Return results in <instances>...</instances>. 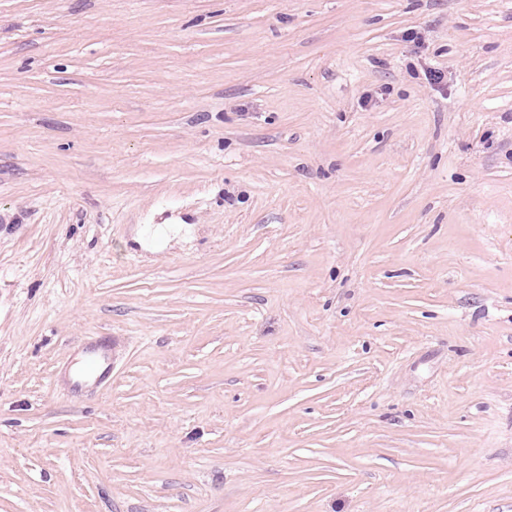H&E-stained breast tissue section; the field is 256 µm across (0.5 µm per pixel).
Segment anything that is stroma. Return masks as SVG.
Returning a JSON list of instances; mask_svg holds the SVG:
<instances>
[{"label": "stroma", "mask_w": 512, "mask_h": 512, "mask_svg": "<svg viewBox=\"0 0 512 512\" xmlns=\"http://www.w3.org/2000/svg\"><path fill=\"white\" fill-rule=\"evenodd\" d=\"M0 512H512V0H0ZM83 354L86 366L92 371L91 376H96V383H109L112 379V360L107 345L102 341L90 343Z\"/></svg>", "instance_id": "35a3bbf8"}]
</instances>
